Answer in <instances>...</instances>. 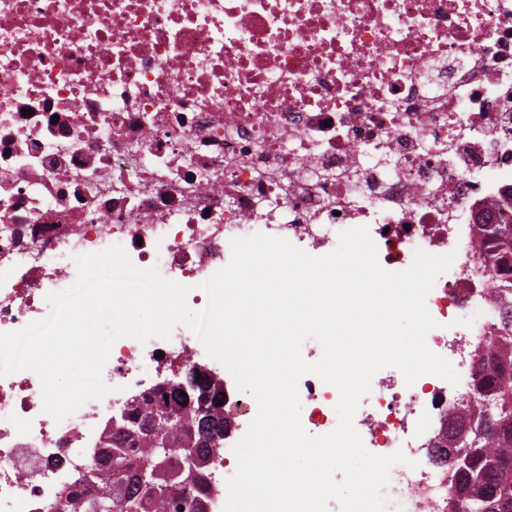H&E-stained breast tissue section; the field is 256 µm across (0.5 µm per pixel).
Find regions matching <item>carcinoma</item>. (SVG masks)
<instances>
[{"label": "carcinoma", "mask_w": 512, "mask_h": 512, "mask_svg": "<svg viewBox=\"0 0 512 512\" xmlns=\"http://www.w3.org/2000/svg\"><path fill=\"white\" fill-rule=\"evenodd\" d=\"M477 229L478 255L490 263L492 296L502 312L483 338L492 361L480 364L474 374L475 401L459 406L445 431L467 435L466 451L454 460L444 459L451 487L444 512H491L484 497L488 485L505 497V506L496 512H512V223L479 224ZM174 382L189 390L181 395L176 419L157 414L159 402L177 392L163 388L152 399L125 406L119 418L106 422L103 450L96 451L99 459L87 461L86 468L60 489L77 503L70 512H156L159 504L164 512H207L209 458L224 447V428L201 427L196 413L206 402L224 422L222 392L215 385L203 397V389L195 385L194 367L181 371ZM179 438L194 448L183 459L167 452ZM107 456L125 471L126 490L120 498L113 496L114 472L104 462ZM180 464L186 471L169 481L165 468ZM143 474L147 479H141Z\"/></svg>", "instance_id": "obj_1"}]
</instances>
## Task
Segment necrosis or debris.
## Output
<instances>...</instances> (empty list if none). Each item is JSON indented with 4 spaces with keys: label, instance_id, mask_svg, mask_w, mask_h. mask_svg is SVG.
I'll return each instance as SVG.
<instances>
[{
    "label": "necrosis or debris",
    "instance_id": "obj_1",
    "mask_svg": "<svg viewBox=\"0 0 512 512\" xmlns=\"http://www.w3.org/2000/svg\"><path fill=\"white\" fill-rule=\"evenodd\" d=\"M510 223L512 0H0V333L43 319L75 257L113 245L186 286L255 234L323 256L364 226L392 272L453 254L426 344L458 383L395 369L353 417L372 454L407 458L388 512L448 496L430 430L472 399L498 318L476 227ZM471 305L483 316L459 326ZM206 355L184 325L118 339L108 394L59 422L34 372L0 377V512H50L104 410ZM298 393L303 428L333 431L335 387L307 374Z\"/></svg>",
    "mask_w": 512,
    "mask_h": 512
}]
</instances>
